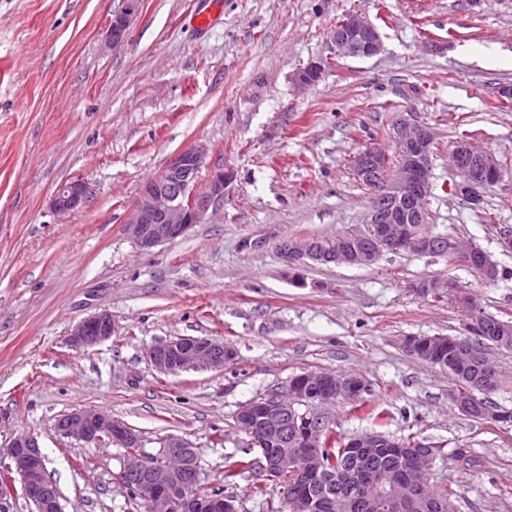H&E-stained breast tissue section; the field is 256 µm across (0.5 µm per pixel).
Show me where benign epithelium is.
Returning <instances> with one entry per match:
<instances>
[{
  "label": "benign epithelium",
  "mask_w": 512,
  "mask_h": 512,
  "mask_svg": "<svg viewBox=\"0 0 512 512\" xmlns=\"http://www.w3.org/2000/svg\"><path fill=\"white\" fill-rule=\"evenodd\" d=\"M141 0H123L122 8L112 15L109 41L120 45L127 36ZM339 55L371 58L381 53L383 44L378 28L358 12L345 14L331 34ZM323 65L311 62L298 70L294 81L301 87L316 85L323 77ZM437 145L434 128L400 114L392 125L389 149L374 146L357 153L352 166L357 178L371 183L382 178L381 190L375 193L367 223L371 230L365 235V251L348 247L344 240L328 247L316 239L287 241L281 251L288 264L305 266L350 265L373 263L384 247H407L423 253L439 245L415 236L410 225L420 222L424 204L432 187V157ZM454 167L459 180L455 195H467L478 202L485 187L498 182L503 169L496 157L467 140H460L453 149ZM207 149L190 146L178 152L163 172L149 181L141 191L128 220L129 231L136 244L148 250L184 236L194 225L205 221L209 211L224 201V186L233 179L230 169L213 173L208 190H196L198 174L205 164ZM86 186L80 181L65 184L52 195L51 207L60 214L81 208ZM407 205L408 217L399 221L388 203ZM114 332L112 315L102 311L77 323L70 332L72 346L89 350L109 340ZM147 358L161 374H176L194 368L222 369L235 359L234 349L221 340L209 337L179 336L148 347ZM481 363L486 375H495V365L484 352L470 346L461 348L455 366L469 368ZM364 381L354 375L338 376L327 372L303 373L271 391L259 401L241 409L242 425L248 443L266 447L273 469L292 468L317 477L322 471L319 448L322 431L313 424V416L338 398L347 400L360 394ZM66 437L85 445L106 443L127 449L122 462L120 480L124 487L138 489L139 497L149 505L150 512H171V491L181 496L182 512H234V504L222 497H203L196 493L195 451L178 436L166 438L160 454L147 456L137 450L130 429L112 415L97 409H79L64 415L58 422ZM383 441L374 434H362L349 441L354 455L367 459L372 445ZM394 454L404 457L408 466L401 472H367L356 500L336 502L338 508L373 509L387 512L401 510L416 501L446 512L444 501L426 497L431 485L436 449L419 441L413 448L391 442ZM10 470L9 489L15 490L20 480L24 497L34 505L33 512H63L56 486L46 477V457L37 437L21 434L13 437L6 456L0 459ZM319 503L310 495L290 502L291 512H316Z\"/></svg>",
  "instance_id": "1"
}]
</instances>
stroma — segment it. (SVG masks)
<instances>
[{"label": "stroma", "instance_id": "1", "mask_svg": "<svg viewBox=\"0 0 512 512\" xmlns=\"http://www.w3.org/2000/svg\"><path fill=\"white\" fill-rule=\"evenodd\" d=\"M122 0H0V448L39 438L64 512H144L120 482L123 449L60 434L76 409L134 429L142 453L168 436L223 481L245 437L234 415L293 375L352 373L385 430L435 446L434 479L455 512H512V426L462 415L447 372L408 356L402 337L460 336L470 299L512 320V280L490 283L455 258L382 249L368 267L311 266L301 284L279 247L368 232L369 193L351 160L387 145L397 113L437 133L427 209L437 231L480 247L512 228V0H142L119 46ZM376 22L382 52L337 54L345 13ZM323 62L316 85L293 77ZM468 140L506 173L474 210L453 192L451 151ZM208 148L197 179L233 170L224 202L175 241L144 250L126 224L143 186L179 151ZM80 180L65 215L56 188ZM441 282L437 292L423 283ZM112 338L83 352L72 327L101 311ZM211 337L236 351L224 370L157 372L152 344ZM480 459L465 468L456 449ZM140 4L141 0H123L122 8L112 15L108 34L112 46H118L124 41L131 22L139 11ZM85 197V184L81 181H73L55 190L51 198V207L55 212L65 214L81 208Z\"/></svg>", "mask_w": 512, "mask_h": 512}]
</instances>
